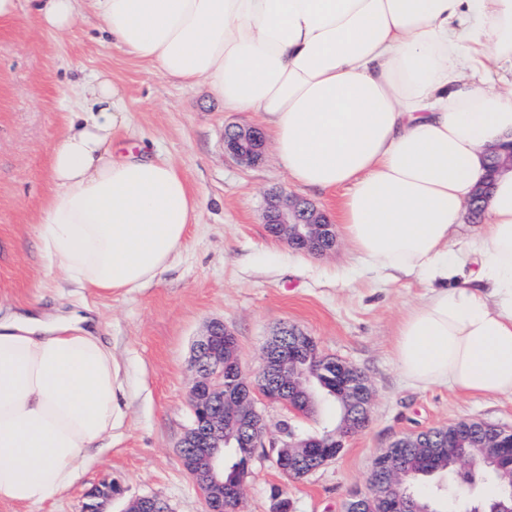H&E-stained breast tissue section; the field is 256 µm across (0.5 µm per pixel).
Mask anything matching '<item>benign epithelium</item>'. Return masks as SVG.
<instances>
[{"mask_svg":"<svg viewBox=\"0 0 512 512\" xmlns=\"http://www.w3.org/2000/svg\"><path fill=\"white\" fill-rule=\"evenodd\" d=\"M265 147L263 132L257 127L231 125L224 129V151L243 167L253 166ZM264 223L268 235L292 245L297 251L325 254L336 246L334 224L326 213L294 194L280 191L267 196ZM317 348L314 337L294 326L285 325L263 345L258 369L249 371L238 352L235 334L220 321H213L197 338L191 367L194 378L190 389L193 421L179 445V455L200 489L206 512H224V500L243 498L244 482L224 481V448L276 449L274 462L285 475L310 474L337 455L336 449L311 456L317 438L286 441L288 424H283L281 438L268 437V426L256 407V397L277 403L294 412H304L317 401L314 374L302 365L304 354ZM322 360L340 371L344 389L357 401L372 398L363 374L349 363L334 357ZM503 441L492 438L482 455L463 456L462 473L470 474L488 458L498 454ZM402 448L394 439L374 458L369 483L364 492L345 503V512H402L405 503L394 497L391 488L394 461ZM123 512H172L170 505L154 496L131 500Z\"/></svg>","mask_w":512,"mask_h":512,"instance_id":"7a95c632","label":"benign epithelium"}]
</instances>
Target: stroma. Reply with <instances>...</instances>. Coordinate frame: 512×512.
<instances>
[{
  "label": "stroma",
  "mask_w": 512,
  "mask_h": 512,
  "mask_svg": "<svg viewBox=\"0 0 512 512\" xmlns=\"http://www.w3.org/2000/svg\"><path fill=\"white\" fill-rule=\"evenodd\" d=\"M35 0H20L18 18L0 26V310L88 306L102 323L121 372L123 426L92 449L74 485L41 504L0 500V512H81L90 494L118 489L105 512H124L149 495L173 512H204L178 446L191 422L189 389L194 340L214 321L236 334L247 367L283 324L314 336L320 351L361 369L374 389L368 426L335 459L300 480L275 466L274 449H257L244 512H271L273 490L290 512H343L345 500L368 485L374 457L395 438L461 420L512 430V396H466L445 387L420 389L400 373L393 354L398 324L428 291L426 281L392 284L355 274L344 242L324 255L293 250L271 238L263 220L274 189L335 214L337 194L290 183L273 148L252 167L224 151L225 126H261L256 112H230L208 86L171 82L116 48L85 16L68 32L37 27ZM97 72L123 86L131 126L119 143L148 144L188 178L203 205L183 250L147 287L124 294L78 292L49 270L36 219L52 190L48 150L67 113L77 110V85ZM270 430L289 421L300 436L334 426L336 409L318 402L290 414L258 402Z\"/></svg>",
  "instance_id": "stroma-1"
}]
</instances>
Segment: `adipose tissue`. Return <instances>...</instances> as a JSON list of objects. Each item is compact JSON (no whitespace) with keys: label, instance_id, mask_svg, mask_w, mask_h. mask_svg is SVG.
<instances>
[{"label":"adipose tissue","instance_id":"1","mask_svg":"<svg viewBox=\"0 0 512 512\" xmlns=\"http://www.w3.org/2000/svg\"><path fill=\"white\" fill-rule=\"evenodd\" d=\"M86 10L162 76L260 113L293 183L342 190L365 268L432 281L397 332L408 381L512 395V169L494 177L482 231L454 238L490 155L512 143V90L493 76L512 69V0H36L58 33ZM82 96L50 148L39 239L71 285L131 293L179 254L201 200L163 156L113 152L130 122L117 84L93 75ZM121 394L92 317L1 318L0 499L67 491L122 424Z\"/></svg>","mask_w":512,"mask_h":512}]
</instances>
